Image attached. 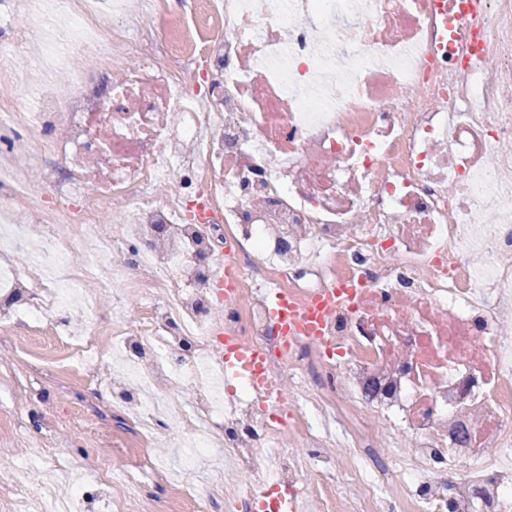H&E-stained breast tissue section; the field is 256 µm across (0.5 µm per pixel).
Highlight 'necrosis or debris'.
Masks as SVG:
<instances>
[{
	"label": "necrosis or debris",
	"instance_id": "1",
	"mask_svg": "<svg viewBox=\"0 0 512 512\" xmlns=\"http://www.w3.org/2000/svg\"><path fill=\"white\" fill-rule=\"evenodd\" d=\"M58 2L76 21L43 53L83 69L0 114L42 185L0 159V240L19 202L51 232L0 259V339L66 335L61 267L137 289L111 336L143 399L117 418L154 438L156 390L191 386V447L223 435L248 479L224 512H275L280 485L322 512H512V0H147L160 27ZM105 212L121 234L81 252ZM272 288L323 307L320 335L278 329ZM228 342L272 396L223 378ZM87 469L105 493L165 480L148 455Z\"/></svg>",
	"mask_w": 512,
	"mask_h": 512
}]
</instances>
